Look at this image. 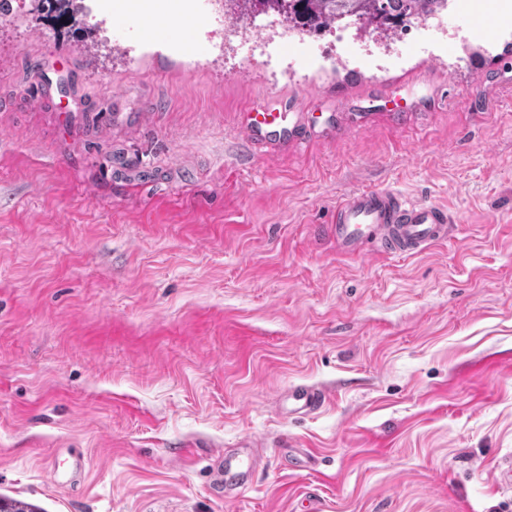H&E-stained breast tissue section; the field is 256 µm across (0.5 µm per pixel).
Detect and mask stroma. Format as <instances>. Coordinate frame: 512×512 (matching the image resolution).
<instances>
[{"label":"stroma","instance_id":"35a3bbf8","mask_svg":"<svg viewBox=\"0 0 512 512\" xmlns=\"http://www.w3.org/2000/svg\"><path fill=\"white\" fill-rule=\"evenodd\" d=\"M0 31V497L42 512H512V0L468 44L281 62L126 0ZM44 60L35 93L26 66ZM255 101L286 147L249 141ZM360 188L447 207L417 256L326 237ZM315 385V415L279 395ZM262 445L227 499L211 460ZM196 447L193 461L181 454ZM80 448L74 485L51 449ZM326 393L313 385H294L280 398L285 413L292 416H308L317 413L326 403Z\"/></svg>","mask_w":512,"mask_h":512}]
</instances>
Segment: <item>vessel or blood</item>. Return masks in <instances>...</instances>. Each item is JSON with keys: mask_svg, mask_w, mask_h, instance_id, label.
<instances>
[{"mask_svg": "<svg viewBox=\"0 0 512 512\" xmlns=\"http://www.w3.org/2000/svg\"><path fill=\"white\" fill-rule=\"evenodd\" d=\"M249 130L253 137L287 142L288 115L284 112L253 113ZM452 227L448 211L437 204L410 202L390 190L359 189L337 201L331 238L338 253L407 256L446 241ZM325 392L312 385H294L279 401L286 414L308 416L326 403ZM259 464L256 442L244 438L214 459L212 485L224 497L239 496L251 482Z\"/></svg>", "mask_w": 512, "mask_h": 512, "instance_id": "vessel-or-blood-1", "label": "vessel or blood"}]
</instances>
